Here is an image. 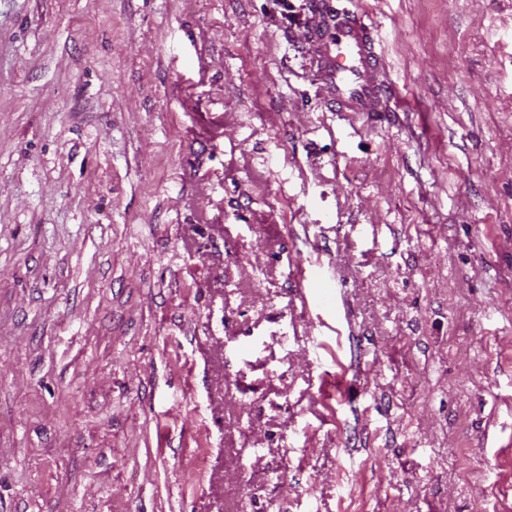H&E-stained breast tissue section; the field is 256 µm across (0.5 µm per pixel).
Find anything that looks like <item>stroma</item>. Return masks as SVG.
<instances>
[{"instance_id":"stroma-1","label":"stroma","mask_w":512,"mask_h":512,"mask_svg":"<svg viewBox=\"0 0 512 512\" xmlns=\"http://www.w3.org/2000/svg\"><path fill=\"white\" fill-rule=\"evenodd\" d=\"M0 0V512H512V0ZM315 72L334 112H391L386 63L372 29L357 12L315 0Z\"/></svg>"}]
</instances>
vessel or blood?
I'll use <instances>...</instances> for the list:
<instances>
[{
  "label": "vessel or blood",
  "mask_w": 512,
  "mask_h": 512,
  "mask_svg": "<svg viewBox=\"0 0 512 512\" xmlns=\"http://www.w3.org/2000/svg\"><path fill=\"white\" fill-rule=\"evenodd\" d=\"M320 26L313 37L315 72L336 112L389 111L386 63L372 29L357 12L315 0Z\"/></svg>",
  "instance_id": "1"
}]
</instances>
